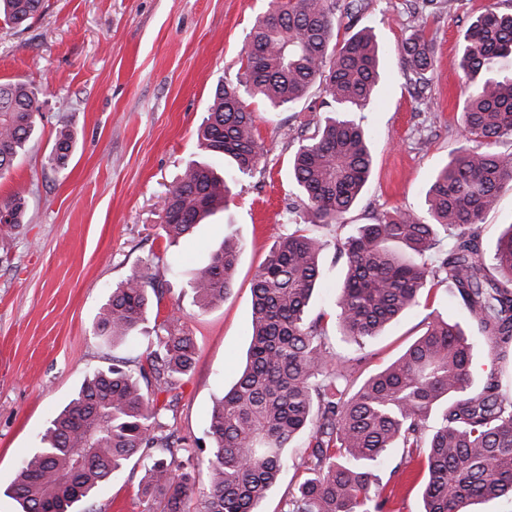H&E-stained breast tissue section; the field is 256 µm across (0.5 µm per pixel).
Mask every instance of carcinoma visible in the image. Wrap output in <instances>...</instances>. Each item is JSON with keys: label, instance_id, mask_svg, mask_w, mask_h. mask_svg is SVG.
Returning a JSON list of instances; mask_svg holds the SVG:
<instances>
[{"label": "carcinoma", "instance_id": "cac0c4a2", "mask_svg": "<svg viewBox=\"0 0 512 512\" xmlns=\"http://www.w3.org/2000/svg\"><path fill=\"white\" fill-rule=\"evenodd\" d=\"M363 0H270L247 36L236 80L217 85L198 133L201 150L229 162L217 175L189 164L162 200L171 240L224 205L229 183L252 173L263 155L250 98L274 111L317 87L331 115L301 142L292 160L297 196L294 229L280 237L254 276L252 322L245 369L211 411L207 459L190 451L169 428L150 388H171L194 368L192 338L165 321L156 348L93 373L21 464L8 494L22 512H73L132 458L143 464V512H257L288 464L285 449L308 434L302 465L308 477L284 512H393L379 466L401 449L398 472L424 465L423 512H470L483 499H512V397L497 373L468 391L474 342L497 360L512 357V224L493 252L480 223L501 189L512 185V155L492 150L512 136V13L492 9L473 17L463 36L459 66L466 79L462 133L426 191L425 213L397 210L373 224L335 236L347 271L336 288V329L362 346L420 304L425 289L447 284L463 322L433 315L425 332L397 359L362 383L354 361L332 366L324 315L309 305L321 279L326 243L311 226L344 228L342 219L371 172L365 131L348 114L367 106L379 79L380 46L363 28L338 40L337 15L353 18ZM42 0H0L14 25L33 19ZM427 22L411 29L399 51L410 80L422 83L434 63ZM37 100L25 85L0 84V171L24 152L36 129ZM73 132L56 130L52 162L66 164ZM11 223L0 247L24 223L25 200L0 202ZM450 248L441 250L444 239ZM240 247L224 240L195 269L190 288L205 310L230 293ZM155 271L132 272L112 289L96 334L106 344L128 339L151 304ZM206 466L207 486L196 487Z\"/></svg>", "mask_w": 512, "mask_h": 512}]
</instances>
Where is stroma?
Instances as JSON below:
<instances>
[{
	"mask_svg": "<svg viewBox=\"0 0 512 512\" xmlns=\"http://www.w3.org/2000/svg\"><path fill=\"white\" fill-rule=\"evenodd\" d=\"M355 18H340V36L372 28L383 48L376 94L352 115L366 130L372 169L346 227L371 224L395 210H419L436 170L463 144L459 49L470 18L485 9L512 12V0H364ZM269 0H43L21 26L0 19V83L21 82L36 94L37 131L26 152L0 172V200L26 202L24 224L0 251V512H18L6 494L23 459L39 447L50 419L84 379L116 359L141 356L167 317L192 336L196 363L171 391L154 394L176 435L206 456L215 399L236 382L247 360L252 283L299 205L289 174L302 139L330 108L319 89L273 113L252 100L260 165L230 185L223 211L190 237L168 243L161 199L200 154L197 129L218 83L235 80L242 49ZM428 18L435 63L423 93L410 85L399 46L415 11ZM67 125L75 145L66 166L51 157ZM242 247L233 290L202 311L188 287L225 236ZM311 314L331 310L346 259L335 246L321 258ZM160 271L164 294L134 336L115 345L95 334L113 287L133 270ZM461 313L439 285L419 307L367 341L363 349L331 336L337 357L358 358L356 378L376 373L425 330L431 312ZM398 455L380 466L396 491L397 512H421L420 472L394 474ZM140 463L128 462L104 483L91 512H142Z\"/></svg>",
	"mask_w": 512,
	"mask_h": 512,
	"instance_id": "35a3bbf8",
	"label": "stroma"
}]
</instances>
